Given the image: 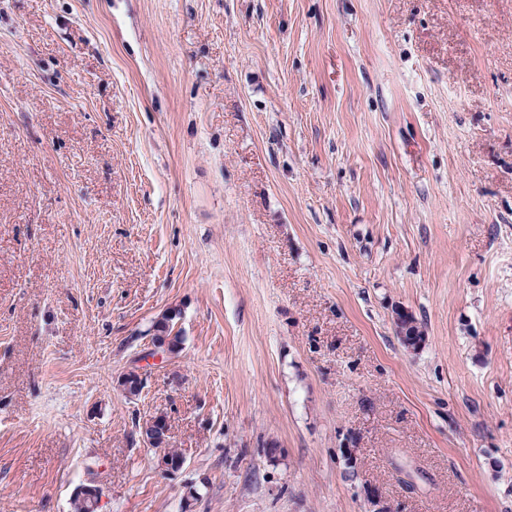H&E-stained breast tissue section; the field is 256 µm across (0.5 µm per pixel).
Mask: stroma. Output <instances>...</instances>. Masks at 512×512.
Returning <instances> with one entry per match:
<instances>
[{"label": "stroma", "mask_w": 512, "mask_h": 512, "mask_svg": "<svg viewBox=\"0 0 512 512\" xmlns=\"http://www.w3.org/2000/svg\"><path fill=\"white\" fill-rule=\"evenodd\" d=\"M93 484L512 512V0H0V512ZM179 312L176 309H169L152 321L149 332H152L153 341L159 347L166 346L169 351H175L180 347L181 337L173 332V321ZM398 317L400 318L398 321L399 323H401V320L405 321V324H401V326L398 328L399 337L407 349L416 350L422 343V340H420L417 334V330L414 328V325H416L415 319L410 312L405 310L399 311L396 320Z\"/></svg>", "instance_id": "35a3bbf8"}]
</instances>
